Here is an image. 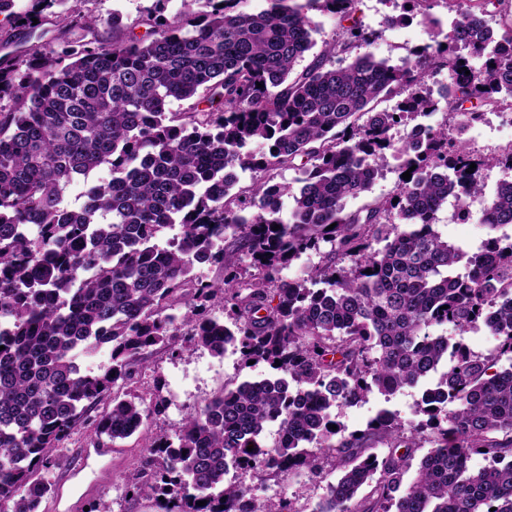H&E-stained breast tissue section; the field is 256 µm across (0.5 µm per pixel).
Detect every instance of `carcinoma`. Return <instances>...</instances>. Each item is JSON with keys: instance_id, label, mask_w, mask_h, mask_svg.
<instances>
[{"instance_id": "obj_1", "label": "carcinoma", "mask_w": 512, "mask_h": 512, "mask_svg": "<svg viewBox=\"0 0 512 512\" xmlns=\"http://www.w3.org/2000/svg\"><path fill=\"white\" fill-rule=\"evenodd\" d=\"M84 2L32 0L20 14L0 0L30 36L56 19L63 44L0 56V506L12 503L0 512H39L51 485L33 472L53 468L48 449L102 401L112 406L96 433L110 440L165 408L159 380L147 398L131 389L157 350L222 357L230 347L276 375L224 388L147 444L152 474L133 495L163 498L166 512H235L244 488L227 481L231 466L316 479L331 467L340 474L311 512H512V242L488 241V258L435 229L448 195L466 220L483 170H512V145L475 157L460 137L483 108L512 109V57L497 48L512 23L487 25L495 0H476L399 66L370 52L334 64L371 44L356 0H266L255 12L183 0L172 19L110 44L87 38L103 21ZM311 10L336 15L342 35L298 72L315 46ZM434 66L448 78L435 91ZM174 101L190 111H170ZM442 107L422 144L393 142L394 129ZM389 152L411 178L346 211ZM101 167L110 179L66 205ZM279 168L297 173L298 190L274 181ZM245 171L252 188L233 192ZM481 217L512 224V181ZM176 224L179 239L159 244ZM309 251L322 260L308 277L282 276ZM245 257L252 271L241 276ZM206 264L223 266L224 281L200 280ZM216 299L230 322L205 312ZM479 323L496 338L489 355L448 335ZM105 343L110 364L83 367ZM436 373L454 409L424 400L407 427L382 412L362 431L332 429L333 406ZM427 429L434 447L407 481ZM376 434L383 456L365 447ZM476 455L490 465L472 469ZM246 512L294 510L280 495L254 497Z\"/></svg>"}]
</instances>
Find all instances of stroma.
I'll use <instances>...</instances> for the list:
<instances>
[{"instance_id": "1", "label": "stroma", "mask_w": 512, "mask_h": 512, "mask_svg": "<svg viewBox=\"0 0 512 512\" xmlns=\"http://www.w3.org/2000/svg\"><path fill=\"white\" fill-rule=\"evenodd\" d=\"M154 5L155 0H86L84 7L105 19L119 14L123 25L133 26L135 34L141 35L145 29L139 21ZM397 14V9L382 6L380 0H357L355 5L357 19L379 34L378 40L370 47L371 52L393 65L412 59L416 50L431 42L420 20L400 26L393 21ZM481 207V202H474L472 209L475 216L465 223L452 220L450 210H443L439 215L437 231L449 243L470 252L482 247L489 239L512 238V224L491 227L480 223L476 213ZM270 373L266 364H245L239 354L232 352L217 357L203 348L178 356L158 351L144 380L148 383L156 378L162 381L167 407L161 415L145 420L130 437L113 441L111 474L93 486L89 485L86 476L73 478L69 475L70 470L81 462V448L87 447L95 439L93 419L87 416L78 423L63 447L51 449L55 467L47 471L37 470L35 476L46 480L54 488L64 481H71L77 492L83 493L81 505L89 512L102 501L109 504L111 512H163L161 504L155 499L145 496L136 498L126 492L127 485L140 476L145 445L156 437L173 435L188 412L203 406L224 386L266 377ZM421 393L422 389L418 386L404 388L388 398L375 392L364 403L333 407L331 414L350 432L365 429L368 421L383 407L407 423L416 418ZM337 476V471L332 470L315 480L306 472L299 471L280 479L266 480L260 471L251 470L239 472L236 480L251 489L256 497L283 494L292 501L295 512H311L324 495L327 483L335 481Z\"/></svg>"}]
</instances>
